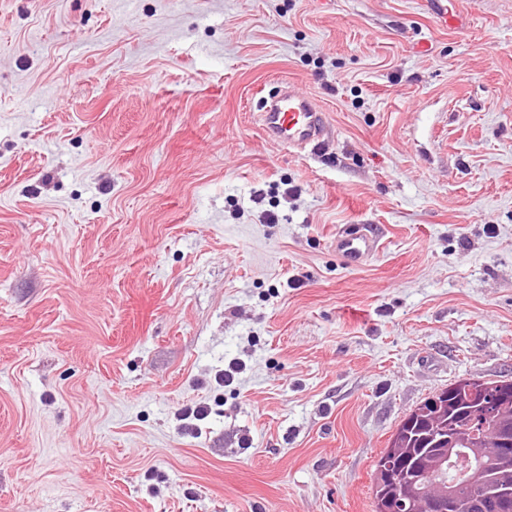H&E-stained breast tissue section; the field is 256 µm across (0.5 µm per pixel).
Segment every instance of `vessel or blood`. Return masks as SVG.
Returning <instances> with one entry per match:
<instances>
[{
	"mask_svg": "<svg viewBox=\"0 0 512 512\" xmlns=\"http://www.w3.org/2000/svg\"><path fill=\"white\" fill-rule=\"evenodd\" d=\"M259 120L267 135L296 150L317 146L325 132L322 113L314 111L308 97L293 87L266 102ZM331 246L349 268L364 265L381 249L379 234L367 225L338 229Z\"/></svg>",
	"mask_w": 512,
	"mask_h": 512,
	"instance_id": "b4317fda",
	"label": "vessel or blood"
}]
</instances>
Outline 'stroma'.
Returning <instances> with one entry per match:
<instances>
[{
  "mask_svg": "<svg viewBox=\"0 0 512 512\" xmlns=\"http://www.w3.org/2000/svg\"><path fill=\"white\" fill-rule=\"evenodd\" d=\"M427 2L0 0V512H374L411 410L512 379V0ZM259 120L267 135L296 150L317 146L325 132L323 114L292 83L284 95L266 102ZM331 246L346 267L357 268L377 254L382 244L379 234L371 226L353 225L339 228ZM208 416V409L202 405H185L178 413V420L181 422L179 430L184 433H196V421H202Z\"/></svg>",
  "mask_w": 512,
  "mask_h": 512,
  "instance_id": "1",
  "label": "stroma"
}]
</instances>
